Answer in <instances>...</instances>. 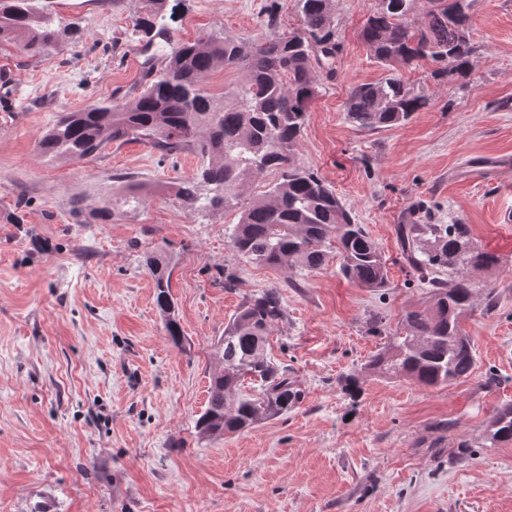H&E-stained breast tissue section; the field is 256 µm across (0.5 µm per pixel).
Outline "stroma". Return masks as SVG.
I'll use <instances>...</instances> for the list:
<instances>
[{
	"label": "stroma",
	"instance_id": "1",
	"mask_svg": "<svg viewBox=\"0 0 512 512\" xmlns=\"http://www.w3.org/2000/svg\"><path fill=\"white\" fill-rule=\"evenodd\" d=\"M270 2L179 0L168 39L152 47L156 65L172 40L227 34L251 45L267 34ZM374 4L334 0L336 75L320 78L295 155L381 249L378 291L344 279L335 256L308 270L239 255L235 211L190 213L173 194L201 164L193 153L135 140L90 161L42 151L59 113L137 86L143 0H54V50L0 45V73L12 77L0 96V512H512V444H484L495 411L512 404V0H476V51L459 80L427 59L379 63L360 38ZM393 75L428 107L389 128L350 123V88ZM128 183L150 192L124 204ZM77 200L86 214H73ZM104 206L115 219L89 217ZM401 224H465L474 247L498 256L472 272L481 288L462 320L477 366L433 388L371 376L353 399L339 377L430 298L401 258ZM150 256L168 264L181 344L157 308ZM270 286L287 317L268 352L300 402L244 433L202 436L213 345L243 297ZM461 440L472 450L459 458Z\"/></svg>",
	"mask_w": 512,
	"mask_h": 512
}]
</instances>
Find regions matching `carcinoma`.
Wrapping results in <instances>:
<instances>
[{
	"label": "carcinoma",
	"mask_w": 512,
	"mask_h": 512,
	"mask_svg": "<svg viewBox=\"0 0 512 512\" xmlns=\"http://www.w3.org/2000/svg\"><path fill=\"white\" fill-rule=\"evenodd\" d=\"M166 0H145L146 15L133 32L163 30L158 21ZM302 27L279 28V3L267 9L269 35L244 49L235 36L201 35L179 41L159 71L127 100L95 102L79 112H62L43 141L44 152L73 160L98 157L112 143L139 139L167 155L191 152L202 159L193 175L178 184L176 197L188 212L239 210L230 234L233 249L253 263L320 269L331 247L342 261L339 271L361 288L387 284V267L379 248L362 225L354 223L336 193L314 170L301 164L294 148L303 132L311 102L318 95L315 68L332 76L339 53L333 0H295ZM415 0H377L361 38L386 67H409L422 59L440 65L437 74L465 78L475 46L469 22L473 0H427L424 16L411 22ZM51 0H0V42L15 43L28 55H41L58 44L47 10ZM220 67L247 72L246 84L209 95L204 79ZM428 99L398 77L351 88L346 115L369 130L388 128L425 108ZM266 172L275 179L259 194L250 180ZM402 259L432 288L431 304L406 313L403 331L361 368L341 379L353 398L367 375H405L425 387L470 377L476 366L472 339L461 325L478 285L469 271L488 268L498 257L471 246L466 224H400ZM146 264L156 288V304L173 343L181 342L163 262ZM456 271L452 279L439 269ZM285 318L280 291L273 286L246 297L214 346L208 406L196 422L198 433L222 437L251 428L261 420L288 414L299 391L288 368L268 356V338ZM254 389L242 392L244 383ZM490 445L512 444V404L492 417L486 432Z\"/></svg>",
	"instance_id": "carcinoma-1"
}]
</instances>
